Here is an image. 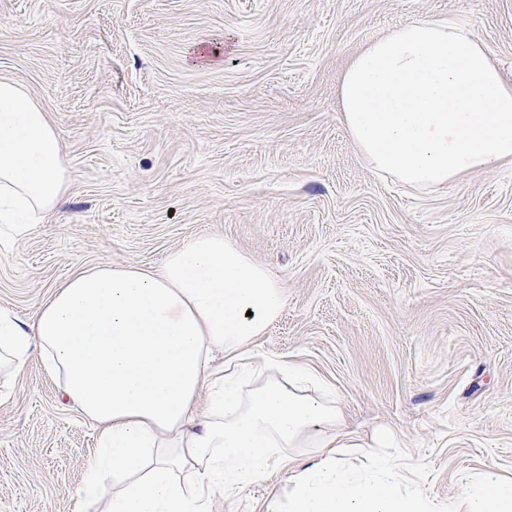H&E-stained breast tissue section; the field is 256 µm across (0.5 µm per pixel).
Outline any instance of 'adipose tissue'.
Wrapping results in <instances>:
<instances>
[{"mask_svg": "<svg viewBox=\"0 0 512 512\" xmlns=\"http://www.w3.org/2000/svg\"><path fill=\"white\" fill-rule=\"evenodd\" d=\"M339 112L367 165L412 189L512 164V84L456 22L398 25L348 62ZM69 172L47 112L0 80V230L20 238L66 195ZM284 283L220 233L167 253L153 269L99 265L73 275L19 322L0 310V362L20 370L39 353L64 396L96 425L84 496L109 512H209L213 493L266 479L285 451L314 443L288 467L275 512H512V481L486 466L440 503L384 454L360 464L346 449L333 391L279 359L253 387L251 346L282 312ZM224 351L215 368L211 352ZM208 405H200L202 390Z\"/></svg>", "mask_w": 512, "mask_h": 512, "instance_id": "adipose-tissue-1", "label": "adipose tissue"}]
</instances>
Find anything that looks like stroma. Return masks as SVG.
I'll return each mask as SVG.
<instances>
[{"instance_id": "35a3bbf8", "label": "stroma", "mask_w": 512, "mask_h": 512, "mask_svg": "<svg viewBox=\"0 0 512 512\" xmlns=\"http://www.w3.org/2000/svg\"><path fill=\"white\" fill-rule=\"evenodd\" d=\"M425 18L512 81V0H0V79L49 112L69 171L62 205L0 242V308L29 320L77 272L223 233L286 284L255 355L322 377L362 442L390 430L436 499L490 462L512 479V165L413 190L338 115L348 60ZM96 449L39 355L0 377V512H102L78 496ZM287 490L279 467L211 512Z\"/></svg>"}]
</instances>
